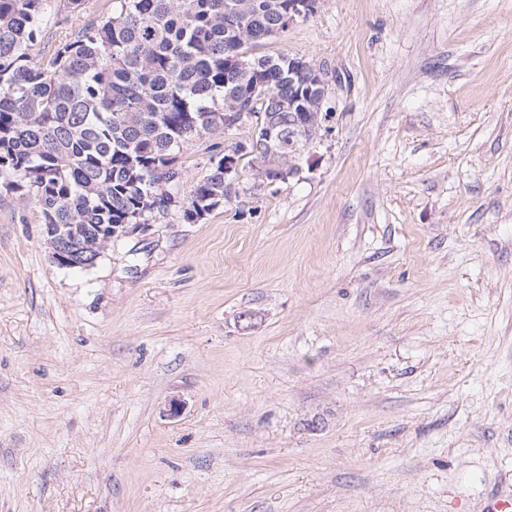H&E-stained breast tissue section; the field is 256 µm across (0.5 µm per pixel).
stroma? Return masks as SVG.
Listing matches in <instances>:
<instances>
[{
	"mask_svg": "<svg viewBox=\"0 0 512 512\" xmlns=\"http://www.w3.org/2000/svg\"><path fill=\"white\" fill-rule=\"evenodd\" d=\"M58 0L34 53L110 15ZM288 183L51 262L0 188V512H474L512 491V0H321ZM218 131L179 153L189 197ZM251 321H243V314ZM181 404L168 415L171 401Z\"/></svg>",
	"mask_w": 512,
	"mask_h": 512,
	"instance_id": "obj_1",
	"label": "stroma"
}]
</instances>
